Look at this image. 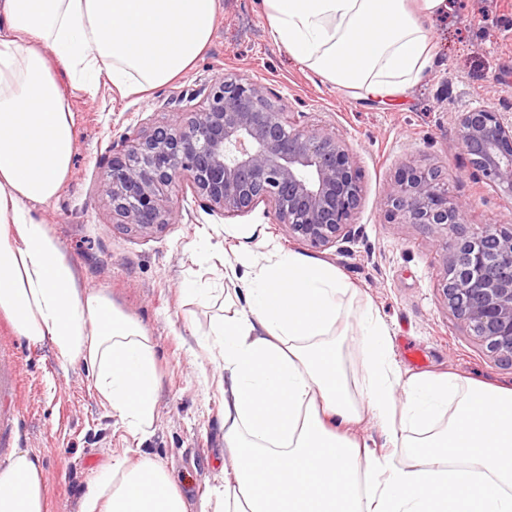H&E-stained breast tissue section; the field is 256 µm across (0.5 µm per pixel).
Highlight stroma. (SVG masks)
I'll list each match as a JSON object with an SVG mask.
<instances>
[{
  "label": "stroma",
  "instance_id": "obj_1",
  "mask_svg": "<svg viewBox=\"0 0 512 512\" xmlns=\"http://www.w3.org/2000/svg\"><path fill=\"white\" fill-rule=\"evenodd\" d=\"M437 63L412 98L383 105L354 99L304 70L276 44L261 0H221L210 44L194 66L143 95L111 84L95 94L70 91L75 150L59 195L37 207L77 285L103 292L147 330L158 369L153 424L131 436L99 395L85 366L62 359L50 341L18 336L0 315V467L16 450L37 458L44 512H79L97 473L113 457L163 466L187 512L223 478L224 370L202 340L234 297L224 261L249 268L253 256L288 252L336 267L351 285V313L371 308L393 331L401 378L452 373L512 387V364L490 356L447 306L440 287L442 238L400 224L384 205L405 165L437 168L451 195L469 203V227L512 225V204L472 176L455 137L456 113L472 108L512 113V0H448L428 24ZM221 73L261 83L301 126L335 127L360 173L362 197L350 239L318 250L278 224L265 204L223 217L186 185L169 191L179 223L150 232L114 224L105 171L134 129L178 123L202 103ZM202 295L189 293V286Z\"/></svg>",
  "mask_w": 512,
  "mask_h": 512
}]
</instances>
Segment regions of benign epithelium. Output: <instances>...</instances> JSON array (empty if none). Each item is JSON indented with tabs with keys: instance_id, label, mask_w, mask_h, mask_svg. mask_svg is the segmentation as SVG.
Here are the masks:
<instances>
[{
	"instance_id": "obj_1",
	"label": "benign epithelium",
	"mask_w": 512,
	"mask_h": 512,
	"mask_svg": "<svg viewBox=\"0 0 512 512\" xmlns=\"http://www.w3.org/2000/svg\"><path fill=\"white\" fill-rule=\"evenodd\" d=\"M455 132L474 172L511 203L512 117L470 109L457 115ZM181 179L224 217L267 204L316 249L351 235L362 192L335 128L293 123L283 100L236 74L216 77L183 122L126 137L106 173L112 214L142 230L176 223L179 212L164 196ZM385 204L401 224L455 233L443 245L448 308L489 353L512 364V229L466 230V202L449 195L430 166H405Z\"/></svg>"
}]
</instances>
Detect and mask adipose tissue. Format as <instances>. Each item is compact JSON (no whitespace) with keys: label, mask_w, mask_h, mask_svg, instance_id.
I'll return each instance as SVG.
<instances>
[{"label":"adipose tissue","mask_w":512,"mask_h":512,"mask_svg":"<svg viewBox=\"0 0 512 512\" xmlns=\"http://www.w3.org/2000/svg\"><path fill=\"white\" fill-rule=\"evenodd\" d=\"M274 41L355 99L402 101L435 63L426 19L446 0H264ZM219 0H0V314L29 340L82 360L114 417L146 434L158 377L150 339L104 294L76 288L33 212L71 169L68 91L108 80L141 94L188 71L208 46ZM348 285L331 265L279 253L255 262L245 303L203 345L230 380L224 481L202 512H512V388L449 375L401 379L390 328L358 318L365 384L351 390L332 331ZM370 417L388 452L350 425ZM409 449L418 463H396ZM29 451L0 468V512H43ZM81 512H186L163 469L113 458Z\"/></svg>","instance_id":"adipose-tissue-1"}]
</instances>
